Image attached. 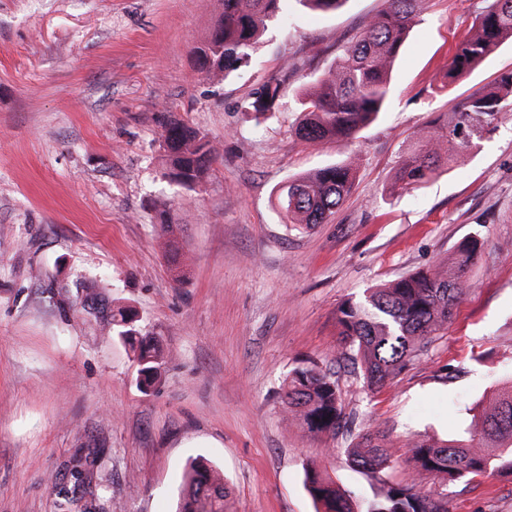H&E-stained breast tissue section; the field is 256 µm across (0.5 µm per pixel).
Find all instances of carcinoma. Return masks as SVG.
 I'll return each instance as SVG.
<instances>
[{"label":"carcinoma","instance_id":"carcinoma-1","mask_svg":"<svg viewBox=\"0 0 512 512\" xmlns=\"http://www.w3.org/2000/svg\"><path fill=\"white\" fill-rule=\"evenodd\" d=\"M284 0H217V19L194 54L210 63L204 77L221 80L249 66L252 54ZM345 0H296L304 8L334 12ZM427 0H387L388 6L371 19L360 37L346 49L329 71L299 95L301 119L296 136L307 143H349L373 122L391 91L396 58L424 10ZM512 42V0H491L473 19L469 32L454 46L446 85L472 71L505 42ZM280 85L268 82L245 102L242 111L266 120L279 109ZM512 110V70L497 76L470 95L444 118L414 137V150L396 169L391 191L417 189L455 166L466 152L488 139L502 113ZM168 163L164 176L186 189L201 185L216 156L210 141L198 130L177 120L163 132ZM354 168L340 161L314 172L296 175L277 195V208L299 229L325 224L350 194ZM157 223L176 249L178 222L163 205ZM477 251L471 241L433 266L370 289L361 300L348 299L337 309L336 354L349 362L363 384L378 392L417 362L434 338L448 329L454 307L465 294L466 273ZM134 314L122 307L107 327L112 334L137 345L138 381L150 387L160 381L163 356L150 336L131 328ZM281 404L292 420L311 434L336 435L342 421L341 391L332 375L311 361H301L288 373ZM391 445L378 432H365L345 453L352 467L379 484L366 512H448L447 502L417 488L415 479L390 483L382 471L393 463ZM420 469L440 482H454L495 472L512 473V384L499 389L493 405L472 415L464 433L448 440L412 443ZM95 458L75 457L69 474L73 484L53 483L61 512L81 504L83 512H98L109 486L98 474ZM305 486L317 512H355L347 492L324 471L312 467ZM228 495L224 477L210 463L193 459L183 470L177 512H224Z\"/></svg>","mask_w":512,"mask_h":512}]
</instances>
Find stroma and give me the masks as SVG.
Returning <instances> with one entry per match:
<instances>
[{
    "label": "stroma",
    "instance_id": "stroma-1",
    "mask_svg": "<svg viewBox=\"0 0 512 512\" xmlns=\"http://www.w3.org/2000/svg\"><path fill=\"white\" fill-rule=\"evenodd\" d=\"M488 0H428L395 63L378 119L350 144L295 135L297 97L386 0L319 15L289 4L249 67L197 71L216 0H0V512H58L49 477L97 456L103 512H173L192 457L224 474L225 512H314L309 465L356 503L369 476L345 454L351 431L383 433V473L448 503L512 512V475L440 485L413 471L411 442L455 437L512 380V111L461 164L389 193L414 134L512 69V42L452 85L450 50ZM281 84L278 112L242 111ZM206 134L220 162L191 191L164 178L170 119ZM356 159L355 186L328 223L295 230L276 207L290 177ZM171 207L178 252L154 222ZM481 247L443 336L379 393L336 359V308L366 289ZM185 271L175 281L174 266ZM94 280L110 307L159 341V383L143 390L133 353L69 309L58 283ZM330 368L351 431L305 433L280 404L298 361Z\"/></svg>",
    "mask_w": 512,
    "mask_h": 512
}]
</instances>
